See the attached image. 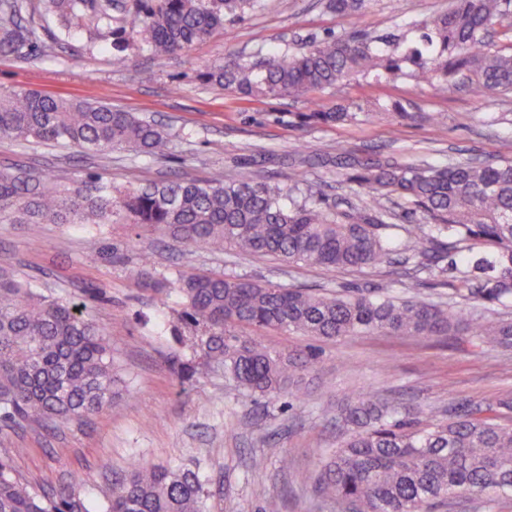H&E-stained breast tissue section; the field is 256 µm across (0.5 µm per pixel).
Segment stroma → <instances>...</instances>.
<instances>
[{
	"label": "stroma",
	"mask_w": 512,
	"mask_h": 512,
	"mask_svg": "<svg viewBox=\"0 0 512 512\" xmlns=\"http://www.w3.org/2000/svg\"><path fill=\"white\" fill-rule=\"evenodd\" d=\"M24 2L23 22L35 30L40 50L0 53V89L107 102L154 118L168 130L170 143L157 157L115 150L90 158L71 145L0 138V168L33 169L70 188L95 173L117 189L175 178L202 181L220 168L286 190L291 161L304 159L301 192L332 205L342 198L366 200L363 190L341 182L325 165L339 150L435 166L469 157L512 158V93L486 97L468 86L438 91L411 79L388 83L366 76L305 98L246 100L201 78L205 66L234 55L273 54L331 34L392 33L413 44L422 22L446 11L449 0H366L362 12L350 17L328 10L324 0H265L262 10L225 23L188 53L158 56L137 43L120 63L113 61L109 41L66 34L55 20L40 17L38 0ZM396 101L408 105L414 118H392L388 109ZM338 104L374 118L334 126L298 118ZM424 112L444 116L442 132L421 120ZM1 267L35 281L44 294L86 303L112 344L124 382L114 408L80 426L0 429V457L15 449V475L49 495L73 487L91 510L136 463L194 472L208 512H265L270 497L280 500L281 512H343L335 499L320 495L313 478L323 449L341 439L340 414L355 392L371 389L402 407L435 409L492 407L512 394V354L462 332L318 341L271 331L260 338L266 347L285 353L308 348L316 360L294 381L298 400H253L223 366L184 342L191 329L181 319L179 296L170 294L162 303L141 284L146 269L160 281L224 273L330 293L375 291L435 302L454 295L457 281L440 275H421L420 286H412L407 260L357 270L286 266L231 251L188 249L129 224L45 223L35 234L29 225L5 219ZM103 459L111 471L100 469Z\"/></svg>",
	"instance_id": "obj_1"
}]
</instances>
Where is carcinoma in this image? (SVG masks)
Wrapping results in <instances>:
<instances>
[{
	"label": "carcinoma",
	"mask_w": 512,
	"mask_h": 512,
	"mask_svg": "<svg viewBox=\"0 0 512 512\" xmlns=\"http://www.w3.org/2000/svg\"><path fill=\"white\" fill-rule=\"evenodd\" d=\"M21 0H0V53L35 50L21 22ZM43 14L66 32L86 29L124 51L142 42L155 55L189 52L195 43L243 18L262 0H131L112 14V0H41ZM364 0H328L339 16L358 12ZM512 0H454L425 21L410 46L367 35L329 36L297 52L256 53L207 66L203 78L244 98L301 97L333 90L359 75L390 82L410 77L443 88L461 78L478 91H512V53L488 49L494 21ZM372 112L343 106L310 112L305 119L331 125ZM0 137L67 143L87 154L114 149L160 155L167 129L107 103L55 97L25 88L0 89ZM346 181L365 191L362 205L341 209L309 196L284 200L278 187L249 176L177 179L112 192L101 177L70 189L51 185L31 170L0 169V216L25 224H112L119 219L175 242L212 251L270 256L284 264L325 268H378L391 263L392 240L407 233L404 251L418 266L443 274L457 270L467 298L486 305L512 301V160L459 161L445 167L390 158L350 161ZM419 212V224H389L391 204ZM475 248L488 251L463 270L453 261ZM159 301L177 291L184 317L200 332L188 337L246 395L283 391L297 357L271 351L255 336L293 331L338 340L371 333L444 336L460 328L481 343L512 350V321L489 313L469 316L446 303L371 293H317L255 283L233 276L181 274L148 283ZM120 378L112 345L77 305L45 296L0 269V426L22 428L83 423L112 407ZM512 397L497 409L464 407L444 417L419 409L398 411L367 390L342 417L344 437L317 477L347 512H432L462 494L482 503L489 493L512 495ZM0 512H90L72 491L49 497L14 475L0 459ZM99 512H206L204 491L190 471L133 467Z\"/></svg>",
	"instance_id": "carcinoma-1"
}]
</instances>
